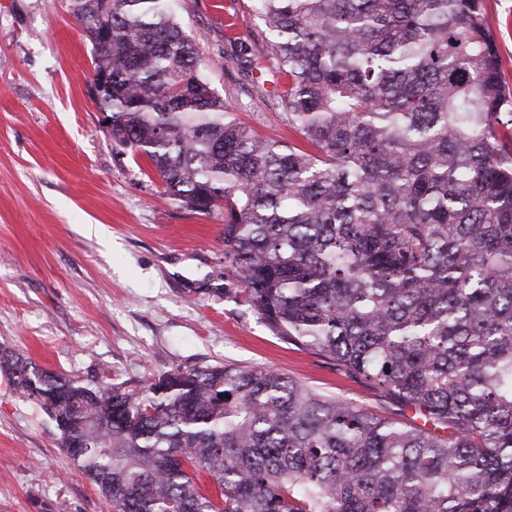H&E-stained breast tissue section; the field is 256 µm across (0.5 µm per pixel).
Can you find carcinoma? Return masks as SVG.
<instances>
[{
    "label": "carcinoma",
    "instance_id": "1",
    "mask_svg": "<svg viewBox=\"0 0 512 512\" xmlns=\"http://www.w3.org/2000/svg\"><path fill=\"white\" fill-rule=\"evenodd\" d=\"M252 7L308 148L237 120L171 0H73L109 135L223 212L261 322L424 424L231 364L129 388L0 345V370L114 512H512V95L482 0Z\"/></svg>",
    "mask_w": 512,
    "mask_h": 512
}]
</instances>
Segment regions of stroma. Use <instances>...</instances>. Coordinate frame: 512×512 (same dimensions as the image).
<instances>
[{
    "instance_id": "obj_1",
    "label": "stroma",
    "mask_w": 512,
    "mask_h": 512,
    "mask_svg": "<svg viewBox=\"0 0 512 512\" xmlns=\"http://www.w3.org/2000/svg\"><path fill=\"white\" fill-rule=\"evenodd\" d=\"M512 89V0H484ZM202 71L239 121L302 146L283 86L255 45L250 0H175ZM91 45L71 0H0V345L40 368L139 385L175 366L272 368L409 427L377 385L273 334L243 303L224 217L171 199L115 146L90 93ZM0 512H113L0 372Z\"/></svg>"
}]
</instances>
